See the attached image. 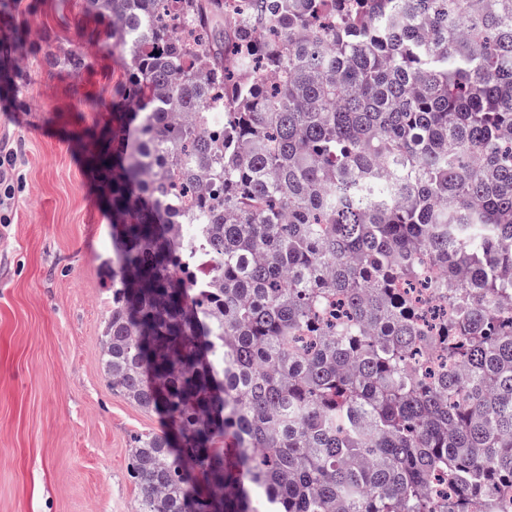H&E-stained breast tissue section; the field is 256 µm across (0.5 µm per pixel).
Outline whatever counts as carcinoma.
Listing matches in <instances>:
<instances>
[{"instance_id":"carcinoma-1","label":"carcinoma","mask_w":512,"mask_h":512,"mask_svg":"<svg viewBox=\"0 0 512 512\" xmlns=\"http://www.w3.org/2000/svg\"><path fill=\"white\" fill-rule=\"evenodd\" d=\"M243 2L85 0L126 60L101 369L174 430L132 437L139 512H498L512 0Z\"/></svg>"}]
</instances>
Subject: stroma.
<instances>
[{"label": "stroma", "instance_id": "obj_1", "mask_svg": "<svg viewBox=\"0 0 512 512\" xmlns=\"http://www.w3.org/2000/svg\"><path fill=\"white\" fill-rule=\"evenodd\" d=\"M0 144L17 152L16 194L0 225V512H139L133 435L164 420L107 385L101 264L112 224L77 141L102 127L124 59L82 0H5ZM77 51V70L52 57Z\"/></svg>", "mask_w": 512, "mask_h": 512}]
</instances>
